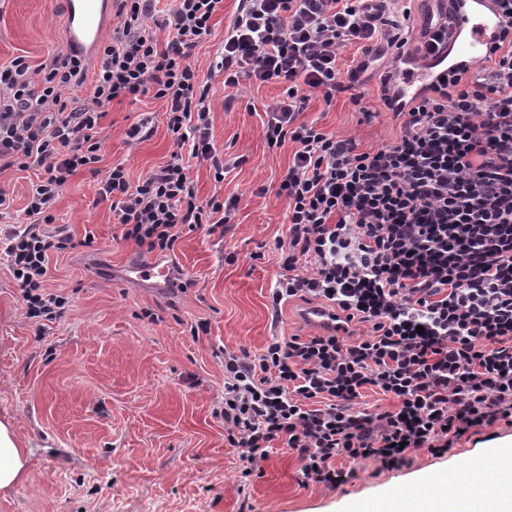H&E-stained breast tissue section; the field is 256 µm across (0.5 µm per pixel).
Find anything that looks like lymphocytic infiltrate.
<instances>
[{"instance_id": "f902f5d3", "label": "lymphocytic infiltrate", "mask_w": 512, "mask_h": 512, "mask_svg": "<svg viewBox=\"0 0 512 512\" xmlns=\"http://www.w3.org/2000/svg\"><path fill=\"white\" fill-rule=\"evenodd\" d=\"M114 2L117 24L96 68L72 48L36 69L21 57L0 67V171L38 172L27 222L1 251L33 320L67 304L46 286L51 255L95 242H75L52 208L76 171L100 162L113 100H164L174 146L138 183L120 164L101 178L100 195L139 253L173 251L183 230L230 223L239 205L199 200L190 175L195 159L211 163L216 181L227 173L192 63L223 0H176L162 45L147 25L156 0ZM494 3L505 26L484 67L440 70L407 100L400 73L439 52L449 15L418 31L410 9L390 0H239L216 69L231 88L244 78L282 84L264 136L295 148L276 190L289 227L272 306L315 300L368 329L355 339L275 338L255 360L225 353L224 438L241 479L261 475L276 442L297 452L304 483L336 490L364 463L399 470L413 452L447 453L470 429L512 425V0ZM352 43L387 59L380 98L402 121L397 140L374 150L302 118L314 93L360 102L369 61L338 66ZM368 389L395 408L368 411Z\"/></svg>"}]
</instances>
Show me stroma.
<instances>
[{
    "label": "stroma",
    "instance_id": "stroma-1",
    "mask_svg": "<svg viewBox=\"0 0 512 512\" xmlns=\"http://www.w3.org/2000/svg\"><path fill=\"white\" fill-rule=\"evenodd\" d=\"M63 0H0V65L25 58L48 63L66 47ZM238 0H224L194 66L208 82L211 141L230 171L214 179L209 162H193L200 200L237 196L225 232H183L172 257L187 291L142 288L122 273L137 259L122 240L110 201L100 199L99 171L124 164L131 182L169 160L172 139L164 101L153 95L113 101L101 120L98 172L78 170L59 195L54 215L90 248L52 255L47 286L68 297L61 317L35 321L6 259L0 257V421L18 435L28 463L20 482L0 495V512H351L362 498L401 489L422 512L429 484L449 477L491 485L512 462V426L469 433L442 456L416 452L411 466L382 473L365 464L339 489L303 486L295 451L274 444L261 476L241 483L239 459L224 439V355L257 359L272 337L310 336L305 303L273 311L270 290L280 272L277 241L288 234L286 204L275 190L292 160V144L269 147L262 122L284 88L269 81L224 84L214 70ZM377 79L366 81L361 105L348 94L332 103L311 94L303 112L327 134L353 137L361 149L393 142L401 125L385 111ZM376 112L360 123L359 110ZM149 118L152 133L127 132ZM34 170L0 172L8 207L0 226L25 221ZM208 330L192 335L191 325Z\"/></svg>",
    "mask_w": 512,
    "mask_h": 512
}]
</instances>
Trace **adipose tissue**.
<instances>
[{"mask_svg":"<svg viewBox=\"0 0 512 512\" xmlns=\"http://www.w3.org/2000/svg\"><path fill=\"white\" fill-rule=\"evenodd\" d=\"M26 454L9 426L0 422V493L10 491L21 479ZM436 512H512V477L494 489L475 482H447L428 488Z\"/></svg>","mask_w":512,"mask_h":512,"instance_id":"1","label":"adipose tissue"}]
</instances>
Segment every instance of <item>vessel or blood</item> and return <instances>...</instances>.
Returning a JSON list of instances; mask_svg holds the SVG:
<instances>
[{
	"mask_svg": "<svg viewBox=\"0 0 512 512\" xmlns=\"http://www.w3.org/2000/svg\"><path fill=\"white\" fill-rule=\"evenodd\" d=\"M112 0H64L66 38L71 47L92 54L109 24ZM453 24L448 42L459 57L473 61L483 57L501 27V17L491 0H452ZM173 266L141 259L130 263L125 278L136 284L156 286L170 282Z\"/></svg>",
	"mask_w": 512,
	"mask_h": 512,
	"instance_id": "obj_1",
	"label": "vessel or blood"
}]
</instances>
